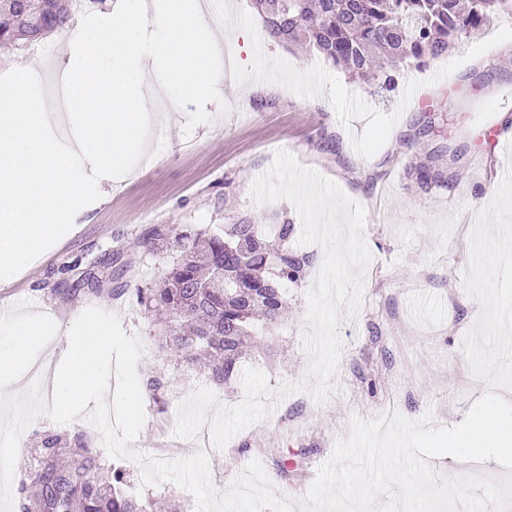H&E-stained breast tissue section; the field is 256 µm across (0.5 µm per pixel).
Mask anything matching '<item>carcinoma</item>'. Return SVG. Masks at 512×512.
Masks as SVG:
<instances>
[{
	"mask_svg": "<svg viewBox=\"0 0 512 512\" xmlns=\"http://www.w3.org/2000/svg\"><path fill=\"white\" fill-rule=\"evenodd\" d=\"M253 7L282 44L304 45L351 76H382L389 86L409 63L438 58L462 36L512 15V0H253ZM68 19L55 0H0V45L38 41ZM417 178L427 185L443 180V171L423 164ZM293 230L277 224L269 238L247 219L220 233L153 225L146 245L174 257L163 278L136 296L161 326L164 347L189 363L204 361L214 380L229 384L259 348L255 321L270 329L282 320L281 282L305 275L309 256L288 250ZM127 487V471L103 464L81 434L46 429L17 488V512L175 508L162 498L138 500Z\"/></svg>",
	"mask_w": 512,
	"mask_h": 512,
	"instance_id": "1",
	"label": "carcinoma"
}]
</instances>
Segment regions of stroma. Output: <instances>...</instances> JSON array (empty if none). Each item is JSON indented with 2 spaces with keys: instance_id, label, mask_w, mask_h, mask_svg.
Listing matches in <instances>:
<instances>
[{
  "instance_id": "35a3bbf8",
  "label": "stroma",
  "mask_w": 512,
  "mask_h": 512,
  "mask_svg": "<svg viewBox=\"0 0 512 512\" xmlns=\"http://www.w3.org/2000/svg\"><path fill=\"white\" fill-rule=\"evenodd\" d=\"M223 33L224 53L237 65L223 73L222 104H207L208 122L187 128L188 113L180 109L168 133L152 130L147 159L123 178L99 181L101 197L88 205L86 223L0 284V309L12 312L26 300L49 309L57 325L20 379L24 389L43 380L44 366L84 309L117 314L142 346L139 376L165 383L162 405L144 402L145 423L132 450L157 460L204 454L220 492L256 459L276 495L297 504L353 419L393 408L411 420L429 416L454 427L491 389L473 380L463 351L482 313L464 273L476 215L495 197L500 168L512 163V17L500 16L438 59L410 64L391 88L351 79L315 53L276 42L252 0H236ZM72 62L56 34L0 48V74L26 66L58 105L61 76ZM491 126L498 137H489ZM437 149L447 178L420 185L416 169ZM280 150L334 181L366 212L363 239L372 261L360 308L343 313L338 325L343 350L322 402L313 395L302 343L307 293L324 260L319 245L289 239V249L310 255L311 263L300 282L284 288V319L258 328L263 347L226 386L165 355L160 330L135 295L169 265L145 244L153 225L191 232L220 231L244 218L300 224L291 202L259 205L250 196ZM105 267L112 278L100 292L60 291L61 282ZM122 464L132 493L172 497L183 512H196L188 491L171 482L142 486L141 464ZM283 467L291 480L281 479Z\"/></svg>"
}]
</instances>
